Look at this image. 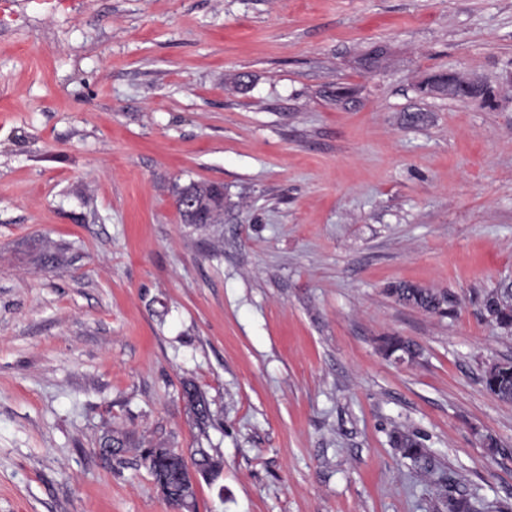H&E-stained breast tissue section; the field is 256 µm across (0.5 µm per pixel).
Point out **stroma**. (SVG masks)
I'll return each mask as SVG.
<instances>
[{"label": "stroma", "mask_w": 512, "mask_h": 512, "mask_svg": "<svg viewBox=\"0 0 512 512\" xmlns=\"http://www.w3.org/2000/svg\"><path fill=\"white\" fill-rule=\"evenodd\" d=\"M445 72L486 102L418 92ZM193 181L223 223H182ZM503 284L512 0H0V512H172L110 427L219 454L198 512H434L397 426L512 502ZM222 188L223 185L221 183L193 181L186 186L175 185L174 193L179 194L183 191H191L197 196L200 206L210 210L211 206L219 205L223 197ZM389 293L399 302L439 315L449 314L453 311L455 303L447 291L416 288L405 283L394 285L389 289ZM510 289V290H509ZM488 315L501 328L512 330V289H495L489 292L484 301ZM381 351L387 358L414 361L421 355V348L401 336H385L382 339ZM485 389L502 401H512V360L493 362L484 369ZM182 396L193 413L197 428L200 432H206L211 418V410L208 401L198 390L196 385L190 381L184 382L182 386Z\"/></svg>", "instance_id": "obj_1"}]
</instances>
